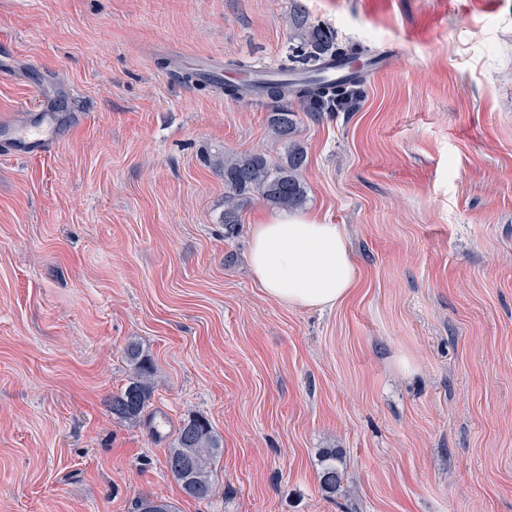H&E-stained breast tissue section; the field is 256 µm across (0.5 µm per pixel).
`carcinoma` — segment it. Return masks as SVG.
<instances>
[{
    "label": "carcinoma",
    "mask_w": 512,
    "mask_h": 512,
    "mask_svg": "<svg viewBox=\"0 0 512 512\" xmlns=\"http://www.w3.org/2000/svg\"><path fill=\"white\" fill-rule=\"evenodd\" d=\"M306 46L307 50L298 58L282 67L283 71L299 69L312 75L321 69V62L328 56L345 65L362 58L366 67L378 59V55L360 44H336L333 37L320 28L306 33ZM364 81L365 72L361 69L336 82L312 78L295 84L292 89L284 83L265 82L261 85V92L273 101L294 99L302 106V112L318 117L324 112L347 109L357 103ZM270 123L280 141L291 143L297 132L298 112L281 106L271 114ZM305 165L306 154L298 146L288 151L284 165L273 166L261 154L225 158V229L230 231L239 223V211L252 195L261 197L276 209L301 207L306 200V188L301 176ZM126 355L131 374L128 383L112 395L109 407L117 419L137 421L151 405L156 388L155 371L137 344H128ZM221 448L220 438L204 417L193 415L179 425L168 451L167 467L186 495L198 500L211 497L214 491L211 465ZM336 461V449L328 448L322 452L321 483L329 493L336 492L344 477V471L339 469ZM136 512H176V507L164 498L145 495L137 500Z\"/></svg>",
    "instance_id": "cac0c4a2"
}]
</instances>
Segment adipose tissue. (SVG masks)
Wrapping results in <instances>:
<instances>
[{
  "label": "adipose tissue",
  "mask_w": 512,
  "mask_h": 512,
  "mask_svg": "<svg viewBox=\"0 0 512 512\" xmlns=\"http://www.w3.org/2000/svg\"><path fill=\"white\" fill-rule=\"evenodd\" d=\"M249 263L266 295L291 307H334L357 283L340 225L312 215L282 213L253 225Z\"/></svg>",
  "instance_id": "ef3b65f1"
}]
</instances>
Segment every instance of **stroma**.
<instances>
[{"label":"stroma","mask_w":512,"mask_h":512,"mask_svg":"<svg viewBox=\"0 0 512 512\" xmlns=\"http://www.w3.org/2000/svg\"><path fill=\"white\" fill-rule=\"evenodd\" d=\"M313 27L385 57L298 124L301 211L358 267L324 310L248 266L274 208L222 222L223 157H286L275 102L182 79L280 68ZM42 88L50 152L0 143V512H512V0H0V117ZM131 341L157 379L134 423L106 405ZM191 414L223 444L207 500L166 465ZM338 455L339 453L333 448H327L322 452L323 469L321 483L324 490L328 493H336V488L340 487L344 477V471L340 470L336 465Z\"/></svg>","instance_id":"obj_1"}]
</instances>
